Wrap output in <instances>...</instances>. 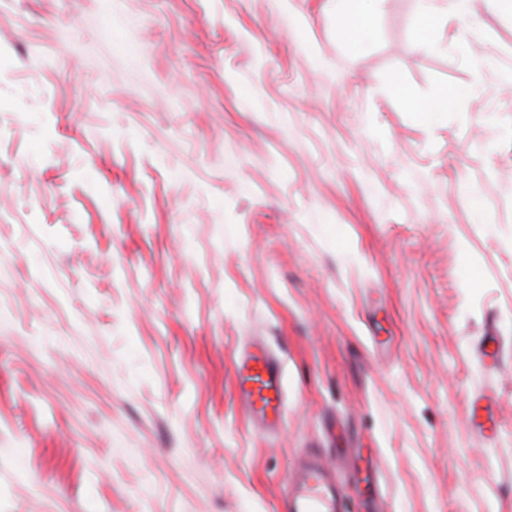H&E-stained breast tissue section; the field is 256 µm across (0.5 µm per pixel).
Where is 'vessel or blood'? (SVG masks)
Instances as JSON below:
<instances>
[{
  "label": "vessel or blood",
  "instance_id": "vessel-or-blood-1",
  "mask_svg": "<svg viewBox=\"0 0 512 512\" xmlns=\"http://www.w3.org/2000/svg\"><path fill=\"white\" fill-rule=\"evenodd\" d=\"M236 390L250 416L276 426L283 402L280 365L265 348L243 354L235 365ZM285 512H348L345 496L330 467L312 453L303 455L286 480Z\"/></svg>",
  "mask_w": 512,
  "mask_h": 512
}]
</instances>
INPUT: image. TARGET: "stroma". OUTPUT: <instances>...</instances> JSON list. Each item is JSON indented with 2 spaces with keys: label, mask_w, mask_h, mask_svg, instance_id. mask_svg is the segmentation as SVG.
<instances>
[{
  "label": "stroma",
  "mask_w": 512,
  "mask_h": 512,
  "mask_svg": "<svg viewBox=\"0 0 512 512\" xmlns=\"http://www.w3.org/2000/svg\"><path fill=\"white\" fill-rule=\"evenodd\" d=\"M419 24L0 0V512H275L308 452L350 512H512V13ZM380 0H336L342 39L347 51L358 57L373 36V18ZM236 390L250 416L267 427L279 422L283 402L280 365L265 348L243 354L235 365Z\"/></svg>",
  "instance_id": "stroma-1"
}]
</instances>
